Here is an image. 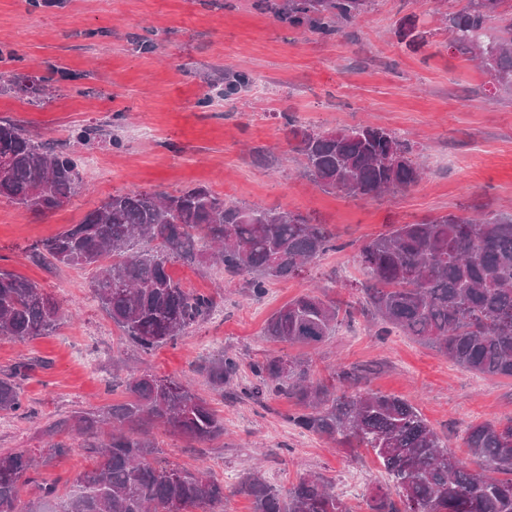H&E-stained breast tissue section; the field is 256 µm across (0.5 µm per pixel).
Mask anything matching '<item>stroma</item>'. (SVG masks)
<instances>
[{
  "instance_id": "35a3bbf8",
  "label": "stroma",
  "mask_w": 512,
  "mask_h": 512,
  "mask_svg": "<svg viewBox=\"0 0 512 512\" xmlns=\"http://www.w3.org/2000/svg\"><path fill=\"white\" fill-rule=\"evenodd\" d=\"M255 0H0V48L13 51L0 71L45 86L41 107L27 93L0 92V120L20 125L76 159L84 190L58 211L35 216L0 201V268L38 284L61 304L48 336L0 339V372L31 365L18 384L27 413L0 417V452L40 453L50 426L74 412L126 400L116 365L191 382L224 417V435L193 448L164 431L156 441L179 469L207 467L225 487L254 466L285 490L307 474L324 476L361 512L382 481L374 455L340 448L289 425L285 398L260 407L246 397L212 392L200 368L227 354L249 365L269 353L309 359L315 377L352 370L358 388L404 398L448 437V451L467 459L461 438L470 424L512 413V379L467 371L400 333L382 338L364 317L357 290L361 247L399 224L450 212L478 218L512 215V91L449 46L445 13L466 0H371L354 24L331 37L289 27ZM415 21L426 43H400ZM249 72L251 82L225 96L224 79ZM327 130L371 122L414 144L423 175L410 191L352 198L317 187L288 144L285 115ZM92 126L91 146L74 130ZM205 186L227 200L288 209L322 224L337 250L301 275L276 280L250 296L222 265L183 261L169 272L183 287L215 295L217 308L176 344L145 352L125 339L90 289L91 268L51 266L34 246L79 223L117 192L177 191ZM354 307L334 336L315 348L273 343L261 333L272 311L308 289ZM95 453L77 448L43 464L38 484H56L61 512Z\"/></svg>"
}]
</instances>
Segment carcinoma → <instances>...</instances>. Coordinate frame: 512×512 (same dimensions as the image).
Listing matches in <instances>:
<instances>
[{"label": "carcinoma", "mask_w": 512, "mask_h": 512, "mask_svg": "<svg viewBox=\"0 0 512 512\" xmlns=\"http://www.w3.org/2000/svg\"><path fill=\"white\" fill-rule=\"evenodd\" d=\"M506 0H468L446 16L450 47L477 59L493 80L512 86V12ZM370 0H286L277 13L288 25L337 34L365 13ZM292 149L314 183L327 192L374 198L407 191L421 180L413 145L366 124L318 131L286 117ZM0 200L35 216L66 205L83 186L69 153L54 151L20 127L0 121ZM336 249L322 224L287 209L264 210L228 201L204 186L177 194L128 192L109 197L84 219L33 248L58 265L95 269L90 282L100 307L145 352L176 342L210 317L213 295L181 286L168 265L186 260L220 264L261 297L274 279L300 275ZM360 292L377 335L400 331L478 374L512 378V216L479 219L448 213L401 224L365 243ZM347 313L315 291L266 320L273 342L315 347L334 335ZM61 318L55 299L36 283L0 269V338L26 341L53 333ZM240 393L258 404L284 396L298 406L288 423L338 447L366 448L395 492L378 491L367 512H512V415L472 424L463 437L476 468L448 454V438L406 400L354 387L341 369L328 381L312 377L307 361L268 354L249 365ZM237 359L221 355L206 368L211 388L238 378ZM0 377V414H26L15 377ZM127 400L74 412L61 426L92 448L95 467L77 479L62 512H224V483L206 471L170 468L159 459L153 430L191 444L224 436V417L190 386L132 372ZM106 441L97 443L100 435ZM36 458L0 452V512H33L20 498ZM232 494L252 499L253 512H351L320 476L282 491L254 469Z\"/></svg>", "instance_id": "obj_1"}]
</instances>
